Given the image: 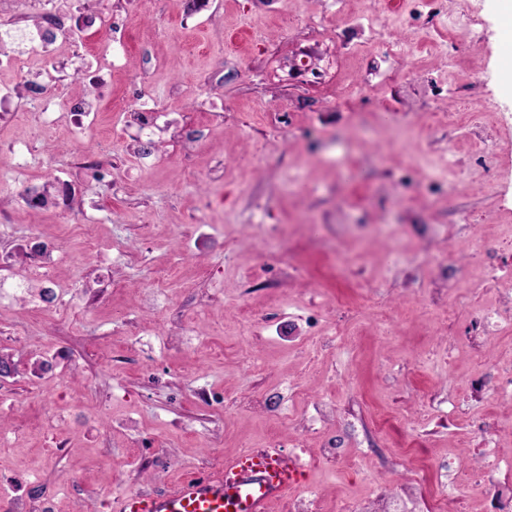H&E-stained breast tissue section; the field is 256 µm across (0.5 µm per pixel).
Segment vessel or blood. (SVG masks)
<instances>
[{"label":"vessel or blood","instance_id":"b4317fda","mask_svg":"<svg viewBox=\"0 0 512 512\" xmlns=\"http://www.w3.org/2000/svg\"><path fill=\"white\" fill-rule=\"evenodd\" d=\"M301 476L300 463L282 453L252 451L221 472H198L167 488L122 496L113 512H270Z\"/></svg>","mask_w":512,"mask_h":512}]
</instances>
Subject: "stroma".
Here are the masks:
<instances>
[{
    "instance_id": "35a3bbf8",
    "label": "stroma",
    "mask_w": 512,
    "mask_h": 512,
    "mask_svg": "<svg viewBox=\"0 0 512 512\" xmlns=\"http://www.w3.org/2000/svg\"><path fill=\"white\" fill-rule=\"evenodd\" d=\"M5 30L0 512H112L246 448L354 457L361 480L303 481L332 510L400 488L413 441L479 469L476 418L512 456L495 0H32ZM452 286L469 307L431 314ZM484 309L496 329L470 335Z\"/></svg>"
}]
</instances>
